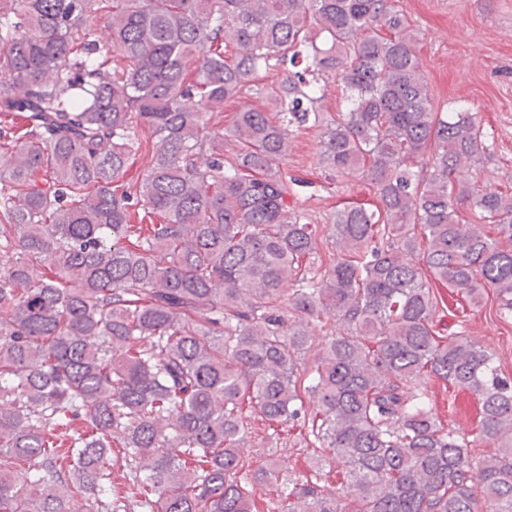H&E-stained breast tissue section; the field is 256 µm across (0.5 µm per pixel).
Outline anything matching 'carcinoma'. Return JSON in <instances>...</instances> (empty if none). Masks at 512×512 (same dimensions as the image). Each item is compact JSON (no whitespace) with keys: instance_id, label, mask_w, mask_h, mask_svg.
<instances>
[{"instance_id":"obj_1","label":"carcinoma","mask_w":512,"mask_h":512,"mask_svg":"<svg viewBox=\"0 0 512 512\" xmlns=\"http://www.w3.org/2000/svg\"><path fill=\"white\" fill-rule=\"evenodd\" d=\"M413 41L398 0H0V512H512V381L433 291L491 288L512 314V193L460 176L490 155L483 126L435 110ZM273 63L294 68L276 117L214 130ZM318 75L346 110L320 111ZM142 126L157 147L132 182ZM293 126L376 208L293 211ZM329 314L344 331L318 341ZM430 380L476 398V437L427 409ZM256 422L330 459L256 469Z\"/></svg>"}]
</instances>
